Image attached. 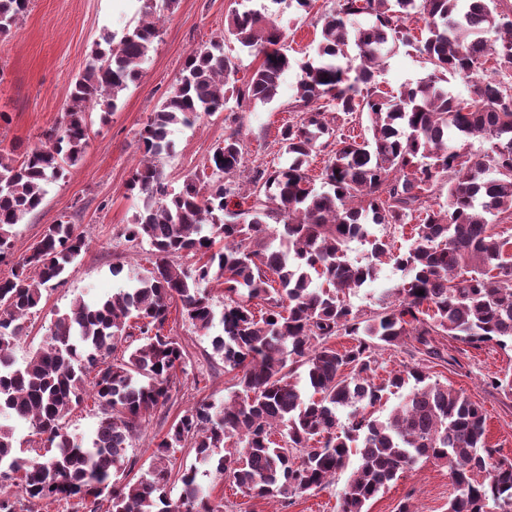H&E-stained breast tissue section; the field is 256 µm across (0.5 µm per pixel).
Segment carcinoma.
Returning a JSON list of instances; mask_svg holds the SVG:
<instances>
[{"label":"carcinoma","mask_w":512,"mask_h":512,"mask_svg":"<svg viewBox=\"0 0 512 512\" xmlns=\"http://www.w3.org/2000/svg\"><path fill=\"white\" fill-rule=\"evenodd\" d=\"M502 2L336 0L322 18L315 55L301 61L288 55L287 35L269 12L225 15L223 35L187 55L182 76L140 132L142 159L128 190L142 205L126 237L149 244L152 270L105 299H79L57 313L21 365L14 348L25 323L44 292L64 283L86 236L64 214L0 278V416L29 424L40 438L39 451L21 457L13 427L0 423V512H43L70 498L85 512H101L105 503L107 512H223L198 483L200 465L228 475L250 498L286 503L325 489L353 454L358 463L340 512H368L419 458L448 465L455 488L448 512H512V463H490L480 405L431 381L418 363L379 384L373 378L386 347L458 366L435 337L512 345V237L495 224L512 217V83L505 81L512 78V9ZM28 6L0 0V34ZM361 14L372 22L351 30ZM415 15L424 22L420 38L409 25ZM158 21L153 0H144L134 27L96 43L60 124L36 146L0 151V261L12 253L13 227L84 153L90 109L115 111L120 94L140 79ZM228 39L261 58L241 83L236 57L224 52ZM389 44L412 47L430 64L425 78L395 95L376 81ZM295 63L302 72L297 118L280 130L288 165L253 167L241 196L230 181L244 164L233 127L208 159L211 173L169 188L160 159L172 150L171 127L222 112L224 122L237 123L246 107L275 99ZM451 78L470 84L468 97L448 92ZM331 112L350 121L366 115L368 136L359 142L332 126ZM476 136L488 143L483 153L458 146ZM318 152L328 159L317 189L306 164ZM413 220L409 246L394 256L406 280L384 292L383 311H353L341 296L373 281L376 266L349 261V243L371 236L372 254L381 258L392 243L372 236L371 226ZM184 257L193 263H179ZM214 281L224 284L219 314L208 292ZM175 297L196 330L222 325L211 345L234 374V390L220 406L201 401L183 411L154 444L147 472L131 481L126 451L184 371L185 347L164 333ZM338 336L351 342L338 349ZM405 386L409 393L388 418H374L369 409ZM89 397L99 411L93 435L63 432L64 417ZM231 439L243 452L216 456ZM186 446L195 462L175 473L172 458ZM173 479L181 484L176 499L167 492Z\"/></svg>","instance_id":"carcinoma-1"}]
</instances>
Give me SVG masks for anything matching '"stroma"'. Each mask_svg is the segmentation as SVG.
<instances>
[{
    "label": "stroma",
    "mask_w": 512,
    "mask_h": 512,
    "mask_svg": "<svg viewBox=\"0 0 512 512\" xmlns=\"http://www.w3.org/2000/svg\"><path fill=\"white\" fill-rule=\"evenodd\" d=\"M333 5L334 0H312L310 10L298 13L283 0H250L251 8H265L273 14L288 36L289 55L297 59L313 53L322 16ZM234 6V0H175L171 8L162 10L160 36L142 65L140 79L122 92L117 110L108 118L92 110L82 158L64 167L47 185L42 205L15 226L14 255L0 262L1 278L10 276L17 257L61 215L72 216L87 235V246L70 267L65 284L44 293L25 337L15 348L17 362H24L38 348L46 326L74 300L112 294L113 283H129L151 269L148 245L125 238L140 206L127 187L141 156L139 132L176 83L188 53L222 34L224 17ZM140 7L139 0H30L11 34L0 36V148L33 146L42 132L60 122L72 83L97 41L132 27ZM429 70L422 56L399 47L385 54L378 79L384 89L396 92L420 81ZM300 78L299 67L288 69L272 102L252 105L242 113L240 130L247 165L271 167L286 162L279 131L293 117V95ZM228 132L220 114L201 117L189 126H173V150L162 161L172 186H180L186 176L201 171ZM347 257L355 263H375L377 275L373 282L346 294V301L354 312L365 316L380 311L382 291L400 284L402 271L387 258L373 262L366 242H351ZM116 264L123 267L117 279L112 276ZM166 332L185 346L187 365L178 376L171 401L150 416L136 445L128 451L135 477L148 468L154 443L180 413L203 399L223 402L233 384L231 374L225 373L222 360L211 349V338L221 334V325H214L206 334L198 332L182 317L176 303ZM439 342L460 351L461 364L456 368L427 364L431 379L483 407L487 442L496 450L495 460L512 462V396L487 385L488 378L512 371V349L493 343L467 348L447 336ZM198 480L213 499L223 501L224 512H339V495L347 475L339 473L325 489L293 497L287 505L244 496L212 467L200 468ZM452 496L446 464L422 459L390 482L368 508L369 512H398L405 504L410 512H447Z\"/></svg>",
    "instance_id": "obj_1"
}]
</instances>
